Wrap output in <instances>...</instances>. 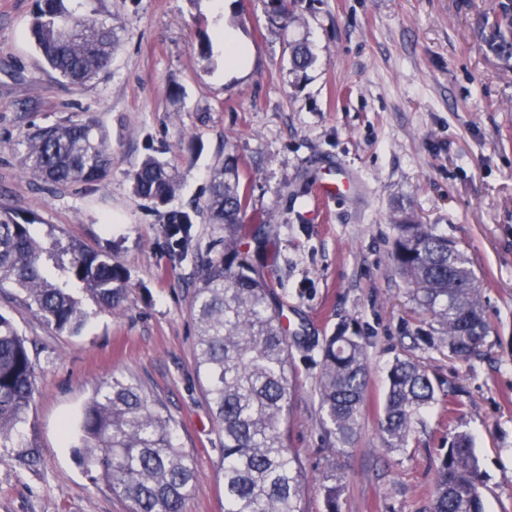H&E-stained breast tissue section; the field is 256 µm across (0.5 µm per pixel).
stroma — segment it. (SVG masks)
Here are the masks:
<instances>
[{
  "instance_id": "obj_1",
  "label": "stroma",
  "mask_w": 512,
  "mask_h": 512,
  "mask_svg": "<svg viewBox=\"0 0 512 512\" xmlns=\"http://www.w3.org/2000/svg\"><path fill=\"white\" fill-rule=\"evenodd\" d=\"M496 2L291 0L282 29L268 0H104L120 48L108 73L74 86L35 47L36 0H0V210L35 216L44 244L111 255L128 275L118 310L83 297L75 335L0 290V313L38 367L28 434L41 452L30 470L0 447V512H129L92 487L71 433L93 389L115 375L142 385L192 455L185 512H224V436L197 375L190 312L198 258L224 233L197 218L183 248L128 174L147 156L166 160L181 175L169 207L191 212L228 152L248 216L276 234L277 260L261 274L301 333L290 344L296 391L284 429L304 468V512H325L320 486L332 469L347 476L340 512H429L438 454L461 432L474 441L485 512H512V58L487 43ZM226 29L245 52L234 71ZM292 41L314 52L306 71L292 70ZM78 115L107 134V180L54 186L26 175L28 133ZM340 174L349 191L321 194ZM404 216L469 259L489 324L469 359L435 342L436 323L395 267ZM341 328L363 343L369 371L347 444L326 438L316 392L320 347ZM399 357L421 363L435 393L392 451L380 423Z\"/></svg>"
}]
</instances>
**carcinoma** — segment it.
<instances>
[{
  "label": "carcinoma",
  "mask_w": 512,
  "mask_h": 512,
  "mask_svg": "<svg viewBox=\"0 0 512 512\" xmlns=\"http://www.w3.org/2000/svg\"><path fill=\"white\" fill-rule=\"evenodd\" d=\"M90 0H37L32 38L48 66L79 85L109 69L118 41L112 17ZM495 50L512 57V0H501L493 16ZM297 70L313 53L291 45ZM24 169L56 185L100 182L112 167L105 132L96 121L73 119L37 129L26 139ZM136 195L165 208L180 184L178 171L154 157L130 173ZM247 193L230 155L212 173L203 205L212 224L224 230V251L200 258L199 286L192 300L198 326L196 365L220 431L224 512H304L302 465L282 430L295 391L290 343L283 314L251 262L250 251L273 256L274 237L252 218L245 223ZM168 231L190 243L192 216L169 210ZM34 218L0 212V288L23 291L37 315L59 332H78L84 321L74 289L112 309L125 297L127 275L112 257L76 245L46 248L33 233ZM393 260L411 286L414 300L440 327L441 341L459 359L471 357L487 333L480 285L463 251L448 237L405 219L396 225ZM37 365L27 340L0 313V447L19 449L32 469L40 452L25 428L36 391ZM368 383L366 353L357 336L339 331L320 349L317 380L326 436L348 443L363 414ZM434 399L426 370L410 358L392 365L381 430L391 450L405 445L414 421ZM80 465L94 485L131 503L130 512H184L196 480L192 456L180 448L171 418L141 385L114 377L97 387L84 406L76 433ZM430 512H484L481 474L471 437L460 433L436 465ZM346 477L331 470L320 487L325 512H339Z\"/></svg>",
  "instance_id": "cac0c4a2"
}]
</instances>
